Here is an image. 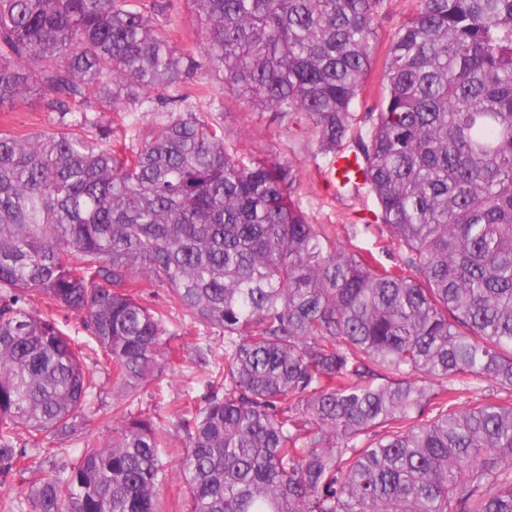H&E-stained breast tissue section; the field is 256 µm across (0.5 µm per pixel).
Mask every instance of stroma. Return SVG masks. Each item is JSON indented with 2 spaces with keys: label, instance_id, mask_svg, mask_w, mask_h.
<instances>
[{
  "label": "stroma",
  "instance_id": "obj_1",
  "mask_svg": "<svg viewBox=\"0 0 512 512\" xmlns=\"http://www.w3.org/2000/svg\"><path fill=\"white\" fill-rule=\"evenodd\" d=\"M55 120V113L45 111L41 99L34 97L15 105L11 111L0 112V130L20 135L51 132L56 128ZM221 121L225 143L238 149L240 155L295 166L299 178L297 196L310 223L346 248L371 251L385 265L393 262L395 250L390 237L382 224L372 218L378 209L375 197L364 188L340 196L327 187L322 180L326 157L309 126L286 127L274 113L253 109L231 98L226 101ZM178 332V341L186 348L184 359L176 369L166 371L159 386L143 389L135 411L164 419L176 406L202 395L203 369L195 349L201 346L220 350L224 340L188 319L181 322ZM96 407V414L83 423L73 440H44L42 447L29 451L30 470L22 474L13 471L0 474V512H18L19 500L24 498L40 471L71 467L85 447L107 442L120 416L113 405L111 386L103 387ZM184 439V433H177L172 447L163 449L161 455L166 469L162 488L166 512H190L189 494L179 478Z\"/></svg>",
  "mask_w": 512,
  "mask_h": 512
}]
</instances>
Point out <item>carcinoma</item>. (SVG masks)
<instances>
[{
    "mask_svg": "<svg viewBox=\"0 0 512 512\" xmlns=\"http://www.w3.org/2000/svg\"><path fill=\"white\" fill-rule=\"evenodd\" d=\"M188 2L191 52L152 0H0V109L57 114L0 131V462L30 469L16 439L96 413L55 311L123 408L106 444L40 472L28 512H163L171 433L128 407L184 355L174 305L224 338L196 348L199 403L169 413L190 512H512V0H416L362 114L388 0ZM226 91L312 125L325 155L351 144L394 265L325 245L294 166L244 162L197 116ZM55 120V113L45 112L42 100L34 97L15 105L10 112H0V130L20 135L53 132L56 130Z\"/></svg>",
    "mask_w": 512,
    "mask_h": 512,
    "instance_id": "cac0c4a2",
    "label": "carcinoma"
}]
</instances>
